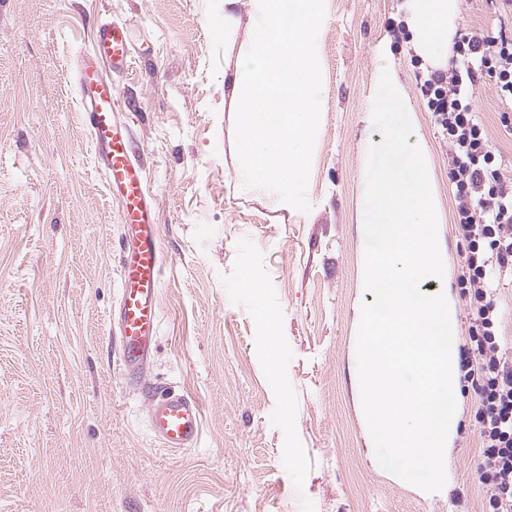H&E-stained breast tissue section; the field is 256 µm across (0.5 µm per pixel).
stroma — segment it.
I'll return each mask as SVG.
<instances>
[{
    "mask_svg": "<svg viewBox=\"0 0 512 512\" xmlns=\"http://www.w3.org/2000/svg\"><path fill=\"white\" fill-rule=\"evenodd\" d=\"M404 0H328L322 101L306 195L286 212L237 178L224 69L236 54L209 0H0V512H484L479 397L463 393L444 488L380 470L358 392L365 242L356 222L367 112L394 66L430 152L460 336L464 245L448 146L422 71L392 22ZM133 23L135 62L102 66L156 200L163 270L157 346L142 380L117 365L122 206L108 198L73 64L102 21ZM512 34L490 0H459V30ZM491 80L476 111L512 178V132ZM249 270L259 294L240 288ZM276 322L275 349L256 314ZM203 407L198 447H161L152 390Z\"/></svg>",
    "mask_w": 512,
    "mask_h": 512,
    "instance_id": "1",
    "label": "stroma"
}]
</instances>
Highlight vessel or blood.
<instances>
[{
    "instance_id": "obj_1",
    "label": "vessel or blood",
    "mask_w": 512,
    "mask_h": 512,
    "mask_svg": "<svg viewBox=\"0 0 512 512\" xmlns=\"http://www.w3.org/2000/svg\"><path fill=\"white\" fill-rule=\"evenodd\" d=\"M102 58L121 71L132 66V35L128 25L106 21L99 25L93 57L76 68V90L84 121L95 147V162L103 172L109 196L122 204L123 222L135 242L122 254L116 312L121 373L140 378L155 347L160 315L158 292L161 255L156 201L147 188L129 129L112 117V83L95 77L94 60ZM202 406L194 398L161 390L148 411L151 431L163 447H196L202 427Z\"/></svg>"
}]
</instances>
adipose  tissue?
I'll use <instances>...</instances> for the list:
<instances>
[{
  "label": "adipose tissue",
  "instance_id": "obj_1",
  "mask_svg": "<svg viewBox=\"0 0 512 512\" xmlns=\"http://www.w3.org/2000/svg\"><path fill=\"white\" fill-rule=\"evenodd\" d=\"M402 20L423 72L445 69L457 27L458 0H406Z\"/></svg>",
  "mask_w": 512,
  "mask_h": 512
}]
</instances>
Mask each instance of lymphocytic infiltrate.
Instances as JSON below:
<instances>
[{
  "instance_id": "obj_1",
  "label": "lymphocytic infiltrate",
  "mask_w": 512,
  "mask_h": 512,
  "mask_svg": "<svg viewBox=\"0 0 512 512\" xmlns=\"http://www.w3.org/2000/svg\"><path fill=\"white\" fill-rule=\"evenodd\" d=\"M491 79L512 131V38L480 29L459 33L446 70L421 86L439 135L448 145L454 222L465 243L459 286L469 310L468 341L459 368L480 400L479 478L485 512H512V341L497 299L501 279L512 278V179L476 116V93Z\"/></svg>"
}]
</instances>
